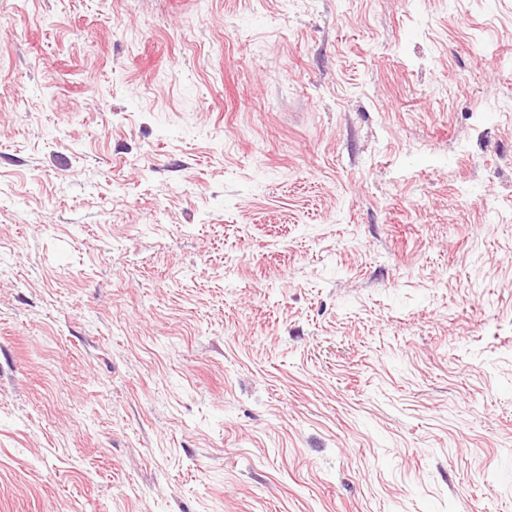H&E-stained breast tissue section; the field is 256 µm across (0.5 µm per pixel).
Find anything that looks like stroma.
I'll return each instance as SVG.
<instances>
[{"mask_svg":"<svg viewBox=\"0 0 512 512\" xmlns=\"http://www.w3.org/2000/svg\"><path fill=\"white\" fill-rule=\"evenodd\" d=\"M0 512H512V0H0Z\"/></svg>","mask_w":512,"mask_h":512,"instance_id":"1","label":"stroma"}]
</instances>
